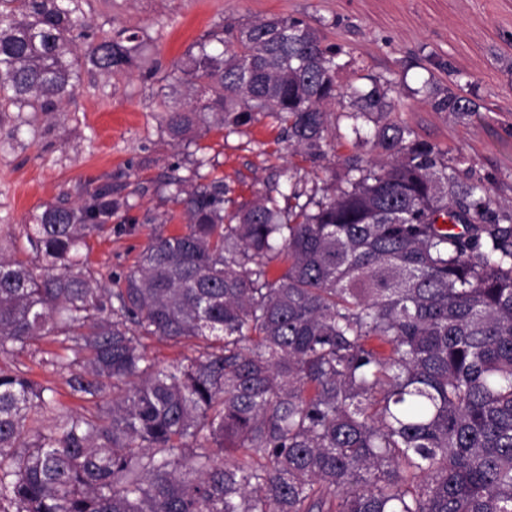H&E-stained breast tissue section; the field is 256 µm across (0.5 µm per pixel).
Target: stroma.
Returning <instances> with one entry per match:
<instances>
[{"label":"stroma","instance_id":"35a3bbf8","mask_svg":"<svg viewBox=\"0 0 512 512\" xmlns=\"http://www.w3.org/2000/svg\"><path fill=\"white\" fill-rule=\"evenodd\" d=\"M104 37L128 30L145 42L141 59L110 75L83 72L61 111L32 109L0 116V236L18 232L33 214L60 200L81 203L86 190L112 184L128 205L113 224L132 234L93 237L88 265L97 277L128 271L156 230L180 232L182 209L169 202L176 177L223 178L241 202L276 188L283 169L306 187L329 182L340 158L353 152L343 117L347 99L332 105L329 137L336 152L290 154L280 125L264 117L228 134L211 131L191 143L173 141L160 124L166 105L186 102L171 76L174 61L226 26L272 16L295 17L335 49L336 86L347 92L390 81L392 120L459 161L460 177L482 181L493 200L512 203V0H88ZM474 101L476 111L440 112L417 90L423 78ZM16 366L52 386L58 413L78 411L63 375L24 352Z\"/></svg>","mask_w":512,"mask_h":512}]
</instances>
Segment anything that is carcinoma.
Here are the masks:
<instances>
[{
	"mask_svg": "<svg viewBox=\"0 0 512 512\" xmlns=\"http://www.w3.org/2000/svg\"><path fill=\"white\" fill-rule=\"evenodd\" d=\"M85 2L0 0V112L132 64ZM335 56L300 19L225 27L175 65L200 97L164 131L270 116L322 155ZM389 91L346 93L355 153L321 193L289 175L228 213L224 178L178 187L185 230L107 283L81 250L126 206L110 184L24 225L42 264L0 241V357L55 337L40 364L91 404L45 428L53 388L0 366V512H512V206L388 120ZM150 338L194 355L161 366Z\"/></svg>",
	"mask_w": 512,
	"mask_h": 512,
	"instance_id": "carcinoma-1",
	"label": "carcinoma"
}]
</instances>
